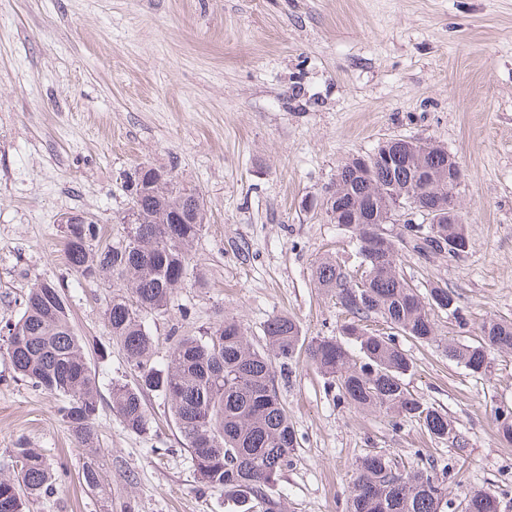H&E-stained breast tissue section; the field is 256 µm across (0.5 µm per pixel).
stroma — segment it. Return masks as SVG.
I'll use <instances>...</instances> for the list:
<instances>
[{"label": "stroma", "mask_w": 512, "mask_h": 512, "mask_svg": "<svg viewBox=\"0 0 512 512\" xmlns=\"http://www.w3.org/2000/svg\"><path fill=\"white\" fill-rule=\"evenodd\" d=\"M394 137L438 142L463 171L466 256L400 261L459 293L467 322L442 312L435 341L398 340L414 363L408 389L457 440L349 406L301 357L279 383L300 446L272 496L281 512H346L356 461L378 454L409 471L434 465L448 512L468 488L512 512V446L493 425L512 405V351L493 352L484 376L445 351L474 342L486 319H512V0H0V477L13 476L20 440L64 468L30 512H239L197 483L161 395L146 393L142 433L113 416V383L136 374L105 326L111 288L66 262L63 216L86 214L116 241L125 181L143 163L203 195L195 275L146 319L158 367L172 326L196 335L225 316L258 347L280 313L306 338L334 336L344 316L312 266L330 256L353 267L351 234L302 202ZM37 280L65 292L76 333L94 343L99 492L78 480L87 455L59 398L20 378L7 353Z\"/></svg>", "instance_id": "obj_1"}]
</instances>
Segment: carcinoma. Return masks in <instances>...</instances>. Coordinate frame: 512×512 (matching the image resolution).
<instances>
[{"label":"carcinoma","instance_id":"1","mask_svg":"<svg viewBox=\"0 0 512 512\" xmlns=\"http://www.w3.org/2000/svg\"><path fill=\"white\" fill-rule=\"evenodd\" d=\"M407 144L389 139L363 166L353 157L342 164L328 184L330 224L342 225L356 240L355 257L364 268L361 279L330 257L313 264L318 287L336 297L350 316L340 335L355 343L350 350L337 337H303L294 317L276 314L264 325L266 348L254 347L236 319L224 317L202 334L171 329L169 364L153 361L154 341L146 318L166 313L174 293L192 267V247L206 221L202 195L179 186L173 169L140 165L128 176L131 201L139 223L124 235L99 245L101 227L92 221L75 224L65 236L70 267L84 280L103 281L117 289L104 310L112 339L120 344L137 373V383L112 385V414L129 432L148 426L143 403L147 391L170 404L173 420L190 452L194 476L206 488H221L244 506V512H278L271 495L299 442L276 382V366L305 354L339 397L355 407L383 413L399 421L414 419L431 435L455 440L448 416L407 388L413 369L397 346L396 336L419 342L436 339L434 312L462 318L460 295L448 288H426L408 278L398 263L401 252L419 258L448 253L461 257L469 241L463 224H392L387 221L384 192L412 198L420 167L430 170L431 205L446 210L448 195L462 170L435 143L411 151L407 162L391 168L385 156ZM369 205L371 224H342L358 206ZM380 318L392 333L383 336L366 326ZM86 341L71 324L66 297L53 284L34 281L21 317L8 326V355L25 380L62 400V420L78 445L96 450L101 403L95 375L86 359ZM512 350V320L490 318L470 344L446 346L448 357L473 374L489 371L493 351ZM500 441L512 446V407L494 412ZM16 465L12 479L0 480V512H28L30 500L54 493L57 470L39 451L20 440L11 450ZM464 512H499L496 497L481 491L464 495ZM448 496L435 467L405 474L395 462L365 456L355 465L347 512H446Z\"/></svg>","mask_w":512,"mask_h":512}]
</instances>
